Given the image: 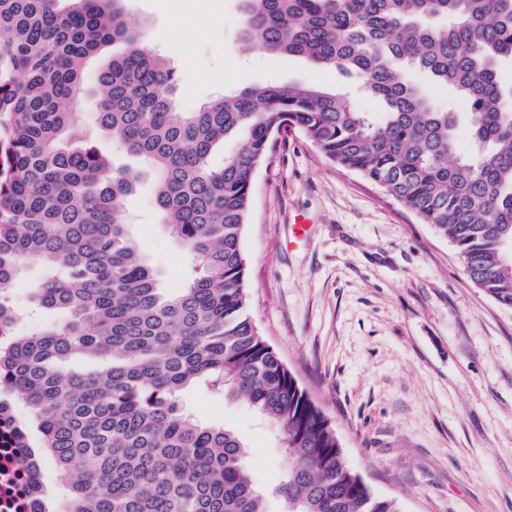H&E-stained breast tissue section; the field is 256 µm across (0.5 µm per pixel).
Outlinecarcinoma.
Returning a JSON list of instances; mask_svg holds the SVG:
<instances>
[{"mask_svg":"<svg viewBox=\"0 0 512 512\" xmlns=\"http://www.w3.org/2000/svg\"><path fill=\"white\" fill-rule=\"evenodd\" d=\"M0 0V447L29 448L23 402L69 490L63 512H271L233 429L194 418L191 386L246 402L277 429L283 512H402L345 461L330 420L248 311L257 167L285 128L363 175L454 245L470 281L512 308V0H241L240 50L305 56L360 83L381 112L313 86L258 84L182 112L175 71L131 32L120 0ZM452 23L438 27L433 18ZM97 75V130L142 158L163 228L192 260L175 294L122 215L141 173L85 142L74 91ZM416 70L465 111L438 109ZM466 133L463 146L460 133ZM229 138L236 151L211 164ZM64 319L18 336L12 288ZM44 269L38 264H30L21 280L17 283L20 284L15 293L13 292V300L16 310L22 314V319L19 324L21 332H29L32 330L33 325L28 321L26 314L31 305V292L32 287L44 278Z\"/></svg>","mask_w":512,"mask_h":512,"instance_id":"1","label":"carcinoma"}]
</instances>
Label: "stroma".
Segmentation results:
<instances>
[{"instance_id":"35a3bbf8","label":"stroma","mask_w":512,"mask_h":512,"mask_svg":"<svg viewBox=\"0 0 512 512\" xmlns=\"http://www.w3.org/2000/svg\"><path fill=\"white\" fill-rule=\"evenodd\" d=\"M122 10L174 69L184 112L254 84L349 85L301 57L241 53L239 0ZM128 208L131 237L165 292L179 291L188 258L154 209L151 173ZM299 214L311 226L292 243ZM241 246L252 319L375 493L402 512H512V309L469 280L448 239L292 130L255 173ZM182 402L245 438L279 512L286 460L273 426L219 393L191 388Z\"/></svg>"}]
</instances>
